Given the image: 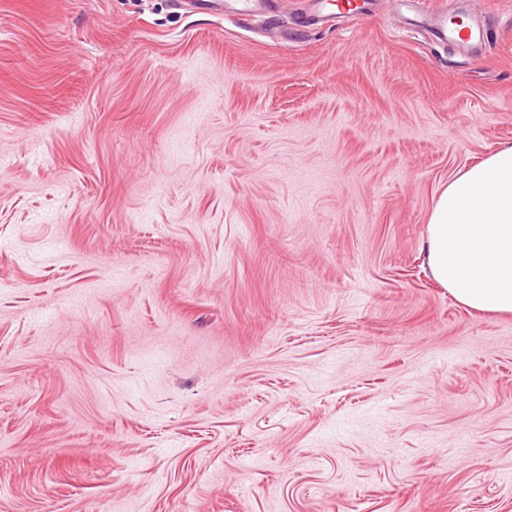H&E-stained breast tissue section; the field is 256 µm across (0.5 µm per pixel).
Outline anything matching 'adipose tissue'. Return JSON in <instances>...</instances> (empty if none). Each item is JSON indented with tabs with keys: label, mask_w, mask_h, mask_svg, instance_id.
Wrapping results in <instances>:
<instances>
[{
	"label": "adipose tissue",
	"mask_w": 512,
	"mask_h": 512,
	"mask_svg": "<svg viewBox=\"0 0 512 512\" xmlns=\"http://www.w3.org/2000/svg\"><path fill=\"white\" fill-rule=\"evenodd\" d=\"M424 251L431 275L458 303L512 314V145L441 191Z\"/></svg>",
	"instance_id": "adipose-tissue-1"
}]
</instances>
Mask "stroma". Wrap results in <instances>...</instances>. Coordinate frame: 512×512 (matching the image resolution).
<instances>
[{
  "mask_svg": "<svg viewBox=\"0 0 512 512\" xmlns=\"http://www.w3.org/2000/svg\"><path fill=\"white\" fill-rule=\"evenodd\" d=\"M505 143L512 0H0V512H512V314L422 252ZM231 1L233 3H230ZM263 1L265 0H225L223 3L221 0H215L210 9L220 15L257 13Z\"/></svg>",
  "mask_w": 512,
  "mask_h": 512,
  "instance_id": "35a3bbf8",
  "label": "stroma"
}]
</instances>
